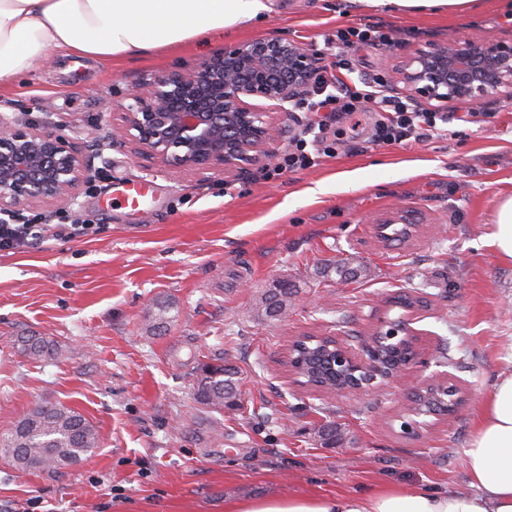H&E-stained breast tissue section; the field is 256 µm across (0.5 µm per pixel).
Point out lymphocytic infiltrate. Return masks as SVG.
Here are the masks:
<instances>
[{"mask_svg":"<svg viewBox=\"0 0 512 512\" xmlns=\"http://www.w3.org/2000/svg\"><path fill=\"white\" fill-rule=\"evenodd\" d=\"M326 44L341 49L357 46L378 48L391 45V31L374 24H350L337 27L325 38ZM337 71L317 67L310 96L303 107L314 119L305 136L293 139L288 151L278 155L276 173L306 170L320 164L322 158L336 155L339 143L357 136L361 118L379 113L372 142L378 146L395 145L410 138H429L447 123L443 112L410 107L402 98L382 91V80L369 77L353 81L347 73V60H339ZM49 227L38 220L0 221V252L15 253L44 242Z\"/></svg>","mask_w":512,"mask_h":512,"instance_id":"f902f5d3","label":"lymphocytic infiltrate"}]
</instances>
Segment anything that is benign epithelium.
<instances>
[{
    "mask_svg": "<svg viewBox=\"0 0 512 512\" xmlns=\"http://www.w3.org/2000/svg\"><path fill=\"white\" fill-rule=\"evenodd\" d=\"M315 62L298 42L254 39L224 49L191 72L173 71L137 84L123 116L122 144L172 169L200 173H243L269 156L283 128L250 98L285 104L303 96ZM398 80L423 99L463 101L479 106L503 93L512 96V43H472L452 33L448 40L418 49L397 69ZM0 100V215L13 217L22 206L49 205L72 197L83 181L77 150L57 132L37 122L18 124ZM388 339H402L413 355L384 370L378 344L362 337L358 348L338 335L316 336L321 353L336 371L355 380L351 390L383 392L408 368L422 362L413 320L401 319ZM448 386L440 372L407 394L439 393Z\"/></svg>",
    "mask_w": 512,
    "mask_h": 512,
    "instance_id": "7a95c632",
    "label": "benign epithelium"
}]
</instances>
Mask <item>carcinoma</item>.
<instances>
[{"instance_id":"carcinoma-1","label":"carcinoma","mask_w":512,"mask_h":512,"mask_svg":"<svg viewBox=\"0 0 512 512\" xmlns=\"http://www.w3.org/2000/svg\"><path fill=\"white\" fill-rule=\"evenodd\" d=\"M413 224H387L382 239L406 243L413 236ZM294 286L280 282L262 301L264 315L276 317L288 308ZM22 352L33 359L53 355L52 345L41 337L22 341ZM237 371L224 363H200L196 370L194 399L207 413H221L238 395ZM326 445L344 440L342 429L329 421L318 431ZM97 446L93 425L81 413L58 404H38L0 438V453L23 471L55 473L82 460Z\"/></svg>"}]
</instances>
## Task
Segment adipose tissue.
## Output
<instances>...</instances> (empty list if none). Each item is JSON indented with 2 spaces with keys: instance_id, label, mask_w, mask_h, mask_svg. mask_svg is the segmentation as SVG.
<instances>
[{
  "instance_id": "ef3b65f1",
  "label": "adipose tissue",
  "mask_w": 512,
  "mask_h": 512,
  "mask_svg": "<svg viewBox=\"0 0 512 512\" xmlns=\"http://www.w3.org/2000/svg\"><path fill=\"white\" fill-rule=\"evenodd\" d=\"M405 15H464L480 0H350ZM271 0H0V88L54 50L92 60L136 59L206 33L245 26ZM470 493L388 487L367 496L271 495L224 512H512V372L499 374L465 451Z\"/></svg>"
}]
</instances>
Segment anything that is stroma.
I'll list each match as a JSON object with an SVG mask.
<instances>
[{
    "mask_svg": "<svg viewBox=\"0 0 512 512\" xmlns=\"http://www.w3.org/2000/svg\"><path fill=\"white\" fill-rule=\"evenodd\" d=\"M352 23H380L389 48L345 50L354 76L382 75L402 97L396 68L415 50L456 32L472 42L512 41V14L484 0L468 15L405 16L355 9L346 0H273L243 29L133 60L91 62L60 52L0 89L19 121L40 119L75 145L86 180L68 201L41 208L49 224L95 231L53 237L0 254V435L35 405L75 409L98 445L58 473L24 472L0 455V512H224L228 500L272 494H370L384 487L469 492L464 467L476 415L497 376L512 370V263L490 244L495 210L512 195V97L479 113L439 103L445 134L374 146L367 113L357 138L312 169L272 174L266 157L238 177L172 173L113 144L132 84L189 71L225 47L291 39L323 63L324 36ZM152 182L135 213L114 201L124 182ZM417 214L408 245L379 241L372 222L395 204ZM353 261L362 277H324ZM299 292L288 311L265 317L268 288ZM427 298L418 312L427 366L382 394L297 386L291 341L305 334L361 336L378 317L405 316L391 296ZM167 327L154 325L159 304ZM51 341L48 360L23 355L19 337ZM451 357L465 392L456 414L424 416L419 435L401 430L407 391ZM224 359L239 381L238 410L202 412L193 396L198 361ZM346 441L321 445L327 421Z\"/></svg>",
    "mask_w": 512,
    "mask_h": 512,
    "instance_id": "obj_1",
    "label": "stroma"
}]
</instances>
